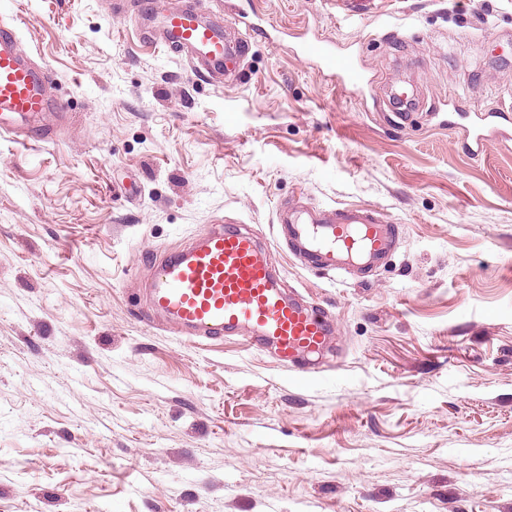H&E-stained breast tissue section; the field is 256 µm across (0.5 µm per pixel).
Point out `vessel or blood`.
I'll return each mask as SVG.
<instances>
[{"instance_id":"b4317fda","label":"vessel or blood","mask_w":512,"mask_h":512,"mask_svg":"<svg viewBox=\"0 0 512 512\" xmlns=\"http://www.w3.org/2000/svg\"><path fill=\"white\" fill-rule=\"evenodd\" d=\"M159 30L163 44L187 50L216 72L241 51L218 23L189 10L163 15ZM303 52L341 83L362 86L351 58L334 53L325 41L310 40ZM47 82V73L19 53L15 28L0 26V135L36 147L49 134L32 127L34 118L50 113L57 122L66 121L69 105L49 95ZM278 220L287 247L327 272L372 271L397 241L391 227L366 209L291 208L280 211ZM148 298L150 312L190 333L246 335L296 368L305 355L322 352L333 333L331 321L316 308L284 295L264 243L240 224L212 229L155 264Z\"/></svg>"}]
</instances>
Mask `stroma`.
Wrapping results in <instances>:
<instances>
[{"label": "stroma", "mask_w": 512, "mask_h": 512, "mask_svg": "<svg viewBox=\"0 0 512 512\" xmlns=\"http://www.w3.org/2000/svg\"><path fill=\"white\" fill-rule=\"evenodd\" d=\"M112 2L0 0L73 111L0 137V512H512V0H160L239 38L228 84ZM463 112L502 115L480 154ZM351 205L395 227L372 272L278 244ZM219 224L333 323L313 372L143 321L150 261ZM303 53L307 57L319 61L341 83L362 87L364 78L355 67L351 58L337 55L325 41L315 38L306 42L303 47Z\"/></svg>", "instance_id": "35a3bbf8"}]
</instances>
